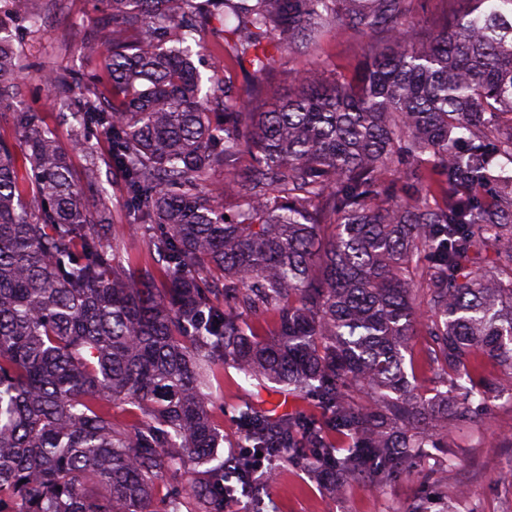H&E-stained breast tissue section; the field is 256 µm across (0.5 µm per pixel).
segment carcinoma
Segmentation results:
<instances>
[{
    "instance_id": "1",
    "label": "carcinoma",
    "mask_w": 512,
    "mask_h": 512,
    "mask_svg": "<svg viewBox=\"0 0 512 512\" xmlns=\"http://www.w3.org/2000/svg\"><path fill=\"white\" fill-rule=\"evenodd\" d=\"M101 2L113 27L148 30L112 42V100L95 78L43 76L72 109L84 181L34 110L0 140V512H154L157 480L185 461L207 466L201 512H224L226 494L276 512L259 454L383 482L440 447L434 418L445 435L477 423L498 392L477 356L512 374V0H472L428 35L414 0ZM20 22L38 24L32 0H0V105L21 96ZM215 22L256 95L329 25L366 39L363 62L347 80L302 74L298 96L248 112L230 76L194 63L190 41ZM100 134L159 286L106 223ZM422 161L444 204L393 201L384 171L403 163L417 186ZM256 311L277 314L272 337L246 322ZM418 336L431 398L405 368ZM226 367L257 394L236 408L249 452L214 465ZM272 385L311 408L271 414ZM117 402L136 406L133 428Z\"/></svg>"
}]
</instances>
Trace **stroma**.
Wrapping results in <instances>:
<instances>
[{"label":"stroma","mask_w":512,"mask_h":512,"mask_svg":"<svg viewBox=\"0 0 512 512\" xmlns=\"http://www.w3.org/2000/svg\"><path fill=\"white\" fill-rule=\"evenodd\" d=\"M35 11L44 12L39 30L23 34L24 64L21 104L39 111L62 145L69 148L75 173H82L85 159L74 148V130L62 119L63 102L51 96L42 74L60 71L80 80L99 72L112 44V22L101 11L100 0H62V6L46 11L45 0H33ZM100 31L99 51L88 55L84 41L89 29ZM361 37L326 28L311 57L288 58L271 80L269 93L285 97L300 92L299 72L312 70L319 77L351 78L362 58ZM100 184L109 194L110 223L128 228V246L138 263L150 262L147 240L131 228L132 216L124 202L119 171L100 169ZM251 387L234 370L224 372L223 385L211 404V416L224 441L215 459L232 454L240 440L234 409L250 398ZM277 512H407L417 499L429 502L431 512H443L454 503L456 512H512V396L495 398L477 426L458 431L450 448L428 449L417 465L398 478L378 483L359 478L334 485L320 481L316 473L291 465L279 468L272 488Z\"/></svg>","instance_id":"1"}]
</instances>
